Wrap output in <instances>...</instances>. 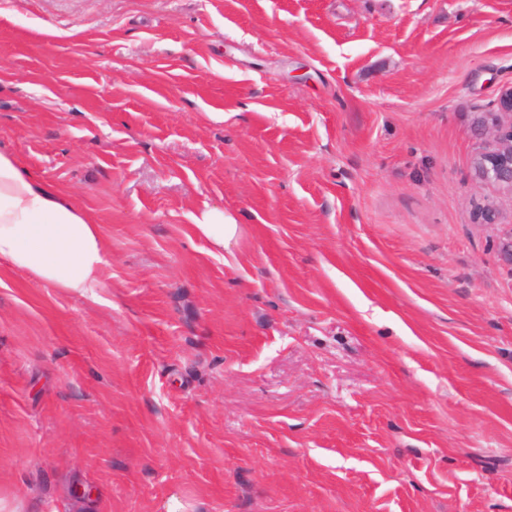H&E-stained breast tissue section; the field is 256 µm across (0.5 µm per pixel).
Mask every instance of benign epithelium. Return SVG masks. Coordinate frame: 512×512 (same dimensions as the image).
Returning a JSON list of instances; mask_svg holds the SVG:
<instances>
[{
	"label": "benign epithelium",
	"mask_w": 512,
	"mask_h": 512,
	"mask_svg": "<svg viewBox=\"0 0 512 512\" xmlns=\"http://www.w3.org/2000/svg\"><path fill=\"white\" fill-rule=\"evenodd\" d=\"M478 124L493 134L496 147L475 158L477 177L512 191V86L502 89L494 109L483 113Z\"/></svg>",
	"instance_id": "benign-epithelium-1"
}]
</instances>
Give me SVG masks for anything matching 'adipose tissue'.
I'll return each instance as SVG.
<instances>
[{"label":"adipose tissue","mask_w":512,"mask_h":512,"mask_svg":"<svg viewBox=\"0 0 512 512\" xmlns=\"http://www.w3.org/2000/svg\"><path fill=\"white\" fill-rule=\"evenodd\" d=\"M194 231L216 252L236 241L232 214L209 210ZM51 288L97 298L106 266L102 231L84 209L47 187L16 156L0 152V262Z\"/></svg>","instance_id":"ef3b65f1"}]
</instances>
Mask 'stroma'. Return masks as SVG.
Returning <instances> with one entry per match:
<instances>
[{"instance_id":"obj_1","label":"stroma","mask_w":512,"mask_h":512,"mask_svg":"<svg viewBox=\"0 0 512 512\" xmlns=\"http://www.w3.org/2000/svg\"><path fill=\"white\" fill-rule=\"evenodd\" d=\"M509 85L512 0H0V151L107 260L0 263V512H512ZM478 124L493 134L496 147L475 158L477 177L512 191V86L502 89L494 109L484 112ZM193 221L196 235L204 239L215 252L229 248L241 232L237 218L224 211L209 210Z\"/></svg>"}]
</instances>
